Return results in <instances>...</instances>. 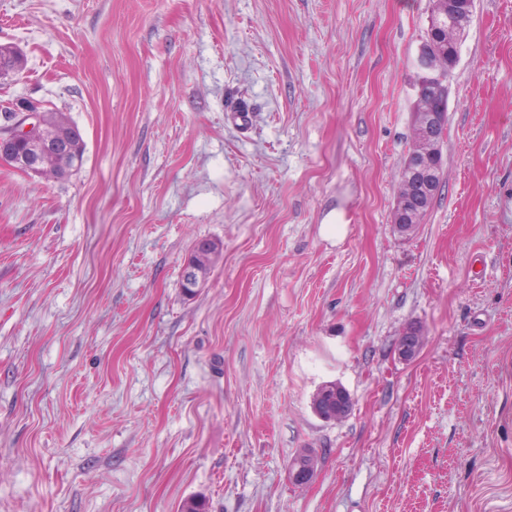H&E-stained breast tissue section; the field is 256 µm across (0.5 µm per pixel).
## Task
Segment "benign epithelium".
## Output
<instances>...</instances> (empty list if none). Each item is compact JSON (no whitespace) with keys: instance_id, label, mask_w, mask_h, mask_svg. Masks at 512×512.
I'll use <instances>...</instances> for the list:
<instances>
[{"instance_id":"7a95c632","label":"benign epithelium","mask_w":512,"mask_h":512,"mask_svg":"<svg viewBox=\"0 0 512 512\" xmlns=\"http://www.w3.org/2000/svg\"><path fill=\"white\" fill-rule=\"evenodd\" d=\"M435 8L430 13L428 27L415 60L418 79L414 85L415 95H420L423 85H429L441 101H448L450 82L460 60V44L448 45L442 40V31L452 19L460 14L473 12L475 0H434ZM448 57V65L442 69L437 61ZM23 69V56L14 46H9L5 56H0V79L16 75ZM417 123L408 162L409 179L413 180L415 195L397 194L392 208V224L401 234L412 232L422 223L432 196L438 192L444 171V159L440 137L445 134L448 113L420 112L416 114ZM0 163H8L24 170L31 176L43 177L50 169L51 162L64 158L71 169L80 166L78 154L66 140V133L59 120H50L39 106L31 102L8 109L0 115ZM192 259L184 260L183 286L195 291L201 288L198 266L208 264L211 257V245L198 244L192 251ZM404 340L399 347V356L404 360L411 358L421 336L417 327L407 326L403 330ZM338 410L336 419L345 418L352 409L350 394L342 387H336ZM312 466L302 460L293 462L288 468L290 481L303 486L313 478Z\"/></svg>"}]
</instances>
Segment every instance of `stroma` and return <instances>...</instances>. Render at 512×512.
Instances as JSON below:
<instances>
[{
	"label": "stroma",
	"instance_id": "stroma-1",
	"mask_svg": "<svg viewBox=\"0 0 512 512\" xmlns=\"http://www.w3.org/2000/svg\"><path fill=\"white\" fill-rule=\"evenodd\" d=\"M430 10L0 0L27 59L0 105L84 142L63 179L0 164V512H512V0L474 2L445 185L403 236ZM191 254V260H189V255L184 260L182 283L186 288L198 291L199 288L203 286L200 280L201 272L198 270L197 266L209 263L212 257L211 245L204 242L200 243L191 251L190 256Z\"/></svg>",
	"mask_w": 512,
	"mask_h": 512
}]
</instances>
